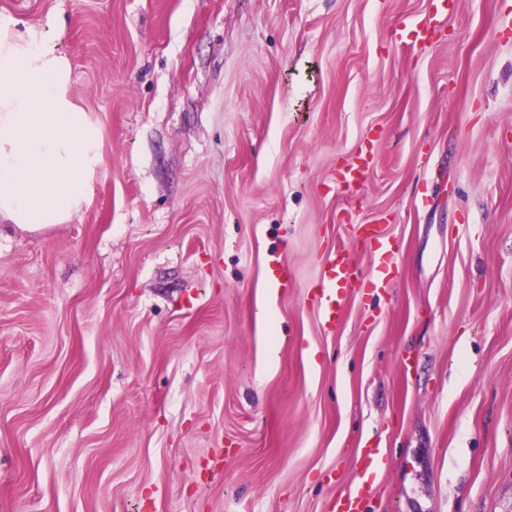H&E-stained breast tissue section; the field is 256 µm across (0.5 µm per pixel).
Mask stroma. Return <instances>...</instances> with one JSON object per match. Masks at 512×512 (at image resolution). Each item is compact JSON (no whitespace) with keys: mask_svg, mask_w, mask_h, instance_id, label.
Listing matches in <instances>:
<instances>
[{"mask_svg":"<svg viewBox=\"0 0 512 512\" xmlns=\"http://www.w3.org/2000/svg\"><path fill=\"white\" fill-rule=\"evenodd\" d=\"M0 0L100 128L0 243V512H512V0ZM373 142L360 193L334 179ZM381 294L314 301L326 256ZM288 273L278 287L269 266ZM457 0H432L434 16L426 19H404L396 28L397 40L404 45H424L430 41L436 29L434 17L447 14L456 6ZM369 244V253L375 267V274L367 280V287L374 292L385 289L391 281V259L396 252V244L376 226L357 225ZM371 483L368 479L357 481L335 502L336 512H365L370 497Z\"/></svg>","mask_w":512,"mask_h":512,"instance_id":"obj_1","label":"stroma"}]
</instances>
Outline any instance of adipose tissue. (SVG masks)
I'll use <instances>...</instances> for the list:
<instances>
[{
	"mask_svg": "<svg viewBox=\"0 0 512 512\" xmlns=\"http://www.w3.org/2000/svg\"><path fill=\"white\" fill-rule=\"evenodd\" d=\"M100 132L69 101L62 60L39 35L0 28V237L64 221L87 200Z\"/></svg>",
	"mask_w": 512,
	"mask_h": 512,
	"instance_id": "obj_1",
	"label": "adipose tissue"
}]
</instances>
